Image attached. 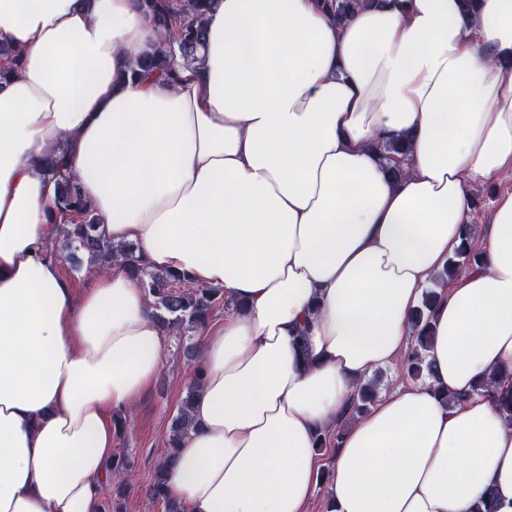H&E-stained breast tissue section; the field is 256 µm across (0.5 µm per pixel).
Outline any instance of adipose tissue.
<instances>
[{
	"label": "adipose tissue",
	"mask_w": 512,
	"mask_h": 512,
	"mask_svg": "<svg viewBox=\"0 0 512 512\" xmlns=\"http://www.w3.org/2000/svg\"><path fill=\"white\" fill-rule=\"evenodd\" d=\"M156 37L137 0H0L24 59L0 57V512H101L112 412L166 357L122 266L78 292L47 257L46 155L103 236L229 301L167 477L186 512H308L318 433L405 356L472 192L512 176V0H375L342 24L319 0H215L199 68L130 79ZM380 139L406 141L402 178ZM482 258L437 290V388L400 385L340 438L331 512H512V192Z\"/></svg>",
	"instance_id": "1"
}]
</instances>
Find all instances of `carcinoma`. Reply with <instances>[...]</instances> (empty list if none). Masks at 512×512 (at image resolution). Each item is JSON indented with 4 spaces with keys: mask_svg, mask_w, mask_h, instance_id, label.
Listing matches in <instances>:
<instances>
[{
    "mask_svg": "<svg viewBox=\"0 0 512 512\" xmlns=\"http://www.w3.org/2000/svg\"><path fill=\"white\" fill-rule=\"evenodd\" d=\"M375 0H325L336 23L341 24L356 11L371 6ZM214 0H139V5L153 23L158 37L151 47L134 57L130 66V79L134 80L145 73L158 72L174 81L179 77V69H192L201 65L197 54L198 47L206 35V21ZM381 158L394 161L391 172L394 177L403 174L399 157L407 152L402 140H380L374 144ZM45 170L56 178L58 195L56 210L60 215H68L71 220L54 224L55 238L59 249L52 253H63V257L79 268L82 260L79 253L87 255L90 268L95 271L118 263L135 277L144 288L154 316L163 330L197 329L204 327L213 315L214 309L229 306L220 288H205L189 284L185 275L164 271L152 272L146 269L131 243L115 244L99 233L97 217L90 201L83 197L74 181L65 174L61 158L55 154L45 160ZM479 262L471 246V236L465 235L464 242L444 271L445 278L454 277L466 268ZM435 291L425 292L422 307L411 316L414 344L404 357L409 375L420 381L434 378L433 366L427 359V351L432 342L429 332V315L435 300ZM199 372H194L172 418L168 436L166 457L156 472L151 485L152 500L162 507V512H185L184 507L169 498L167 493L168 470L176 462L175 448L196 426L191 415V405L200 385ZM375 397L374 386L365 382L359 386L351 411L358 415L367 410ZM131 462L128 457L112 456L106 469L111 476L106 495H118L125 486L124 475Z\"/></svg>",
    "mask_w": 512,
    "mask_h": 512,
    "instance_id": "obj_1",
    "label": "carcinoma"
}]
</instances>
